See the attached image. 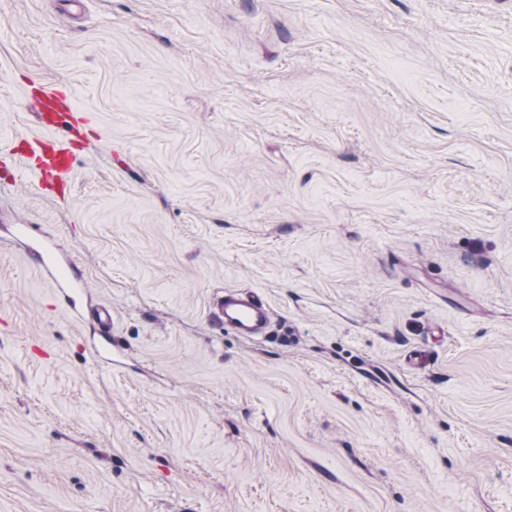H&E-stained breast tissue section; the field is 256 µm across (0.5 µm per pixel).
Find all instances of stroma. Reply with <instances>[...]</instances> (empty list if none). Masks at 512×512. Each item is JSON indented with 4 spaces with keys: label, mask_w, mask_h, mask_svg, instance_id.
Returning a JSON list of instances; mask_svg holds the SVG:
<instances>
[{
    "label": "stroma",
    "mask_w": 512,
    "mask_h": 512,
    "mask_svg": "<svg viewBox=\"0 0 512 512\" xmlns=\"http://www.w3.org/2000/svg\"><path fill=\"white\" fill-rule=\"evenodd\" d=\"M0 512H512V0H0ZM31 107L42 119L47 117L48 112L61 113L56 120L45 124L52 130L66 127L70 125V119H75L71 108L61 97L53 92L43 91L41 95L33 97ZM41 148L40 154L36 155V168L40 174V182H45L49 178L59 179L61 175L69 172L72 165V157L65 148H57L46 151L41 143H37ZM26 230L28 242H21L27 251L34 254L39 261L40 273L43 280L48 283L51 288H56L58 293L73 297L72 293L75 288H81L80 285L71 282L62 273L59 264L49 255L50 247L48 241L40 235L38 228L33 224H19ZM215 309L225 330L237 336L251 338L263 335L269 325L270 311L259 295L226 290L224 296L217 300ZM96 320L101 327L100 335L101 341L95 345V352L97 355L111 356L114 352V345L112 344V312L106 306L97 310Z\"/></svg>",
    "instance_id": "1"
}]
</instances>
